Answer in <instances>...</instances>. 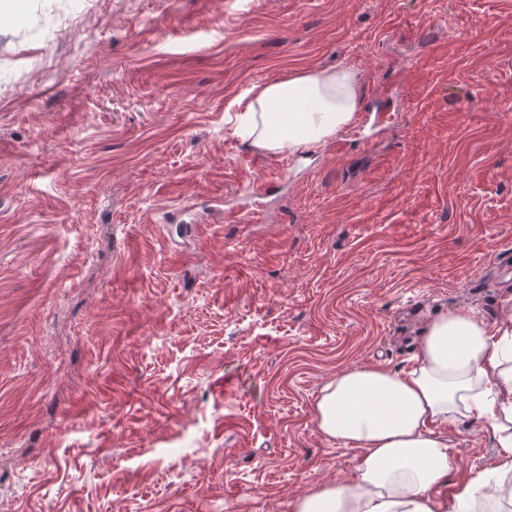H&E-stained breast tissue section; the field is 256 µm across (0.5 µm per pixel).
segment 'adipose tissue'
Instances as JSON below:
<instances>
[{"label":"adipose tissue","mask_w":512,"mask_h":512,"mask_svg":"<svg viewBox=\"0 0 512 512\" xmlns=\"http://www.w3.org/2000/svg\"><path fill=\"white\" fill-rule=\"evenodd\" d=\"M360 108L351 69L305 70L254 89L244 135L253 148L292 153L336 135ZM464 418L493 429L498 463L460 479L446 511L435 492L454 459L435 427ZM313 419L354 451L356 475L308 491L292 512H512V297L491 323L469 309L435 317L409 370L358 366L337 374Z\"/></svg>","instance_id":"adipose-tissue-1"}]
</instances>
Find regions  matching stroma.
Masks as SVG:
<instances>
[{"mask_svg": "<svg viewBox=\"0 0 512 512\" xmlns=\"http://www.w3.org/2000/svg\"><path fill=\"white\" fill-rule=\"evenodd\" d=\"M336 65L344 150L249 146ZM511 256L512 0H0V512H291L356 473L325 384L494 321ZM438 431L449 498L496 439ZM243 109L253 148L292 153L336 135L361 108L360 86L345 66L316 68L251 90Z\"/></svg>", "mask_w": 512, "mask_h": 512, "instance_id": "35a3bbf8", "label": "stroma"}]
</instances>
